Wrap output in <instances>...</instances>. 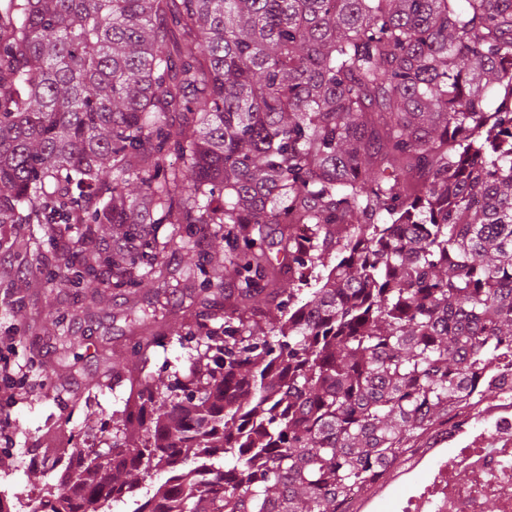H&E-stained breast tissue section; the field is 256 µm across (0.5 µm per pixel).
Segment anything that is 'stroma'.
Wrapping results in <instances>:
<instances>
[{"mask_svg":"<svg viewBox=\"0 0 512 512\" xmlns=\"http://www.w3.org/2000/svg\"><path fill=\"white\" fill-rule=\"evenodd\" d=\"M163 262L169 271L167 278L151 282L141 297L170 296L163 326L169 338L154 356L155 374L167 380L188 367L190 344L173 336L172 329L197 298L192 260L170 253ZM127 307L121 292L102 284L93 288L47 286L31 296L20 280L0 282V352L23 367L33 360L38 363L25 389L0 390V397L13 401L0 485L33 491L40 483L29 471L33 454L72 440L86 427L124 409L129 387L113 385L111 361H103L98 352L106 346L119 359L132 345L134 327L125 318ZM58 316L65 318L71 335L80 341L76 356L67 359L52 347L53 320Z\"/></svg>","mask_w":512,"mask_h":512,"instance_id":"stroma-1","label":"stroma"}]
</instances>
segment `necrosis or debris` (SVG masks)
I'll list each match as a JSON object with an SVG mask.
<instances>
[{
  "label": "necrosis or debris",
  "instance_id": "obj_1",
  "mask_svg": "<svg viewBox=\"0 0 512 512\" xmlns=\"http://www.w3.org/2000/svg\"><path fill=\"white\" fill-rule=\"evenodd\" d=\"M492 379L494 393L431 425L404 467L341 498L340 512H512V366Z\"/></svg>",
  "mask_w": 512,
  "mask_h": 512
}]
</instances>
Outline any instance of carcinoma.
<instances>
[{
	"label": "carcinoma",
	"mask_w": 512,
	"mask_h": 512,
	"mask_svg": "<svg viewBox=\"0 0 512 512\" xmlns=\"http://www.w3.org/2000/svg\"><path fill=\"white\" fill-rule=\"evenodd\" d=\"M6 224L76 226L47 282L107 273L147 331L107 451L39 489L53 512L154 471L156 512H338L512 361V0H8ZM171 250L205 350L163 387L167 304H136Z\"/></svg>",
	"instance_id": "1"
}]
</instances>
